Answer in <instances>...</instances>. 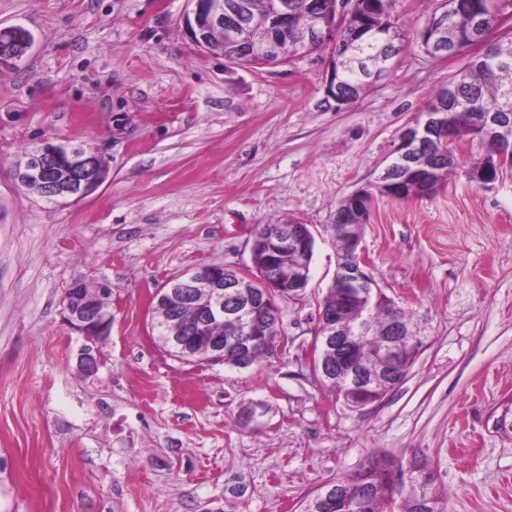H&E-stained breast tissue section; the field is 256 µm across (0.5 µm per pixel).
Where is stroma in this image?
Instances as JSON below:
<instances>
[{
  "label": "stroma",
  "mask_w": 512,
  "mask_h": 512,
  "mask_svg": "<svg viewBox=\"0 0 512 512\" xmlns=\"http://www.w3.org/2000/svg\"><path fill=\"white\" fill-rule=\"evenodd\" d=\"M441 0H397L390 76L323 103L322 53L229 65L184 33L186 0H0L35 43L0 64V512H303L377 452L425 456L445 512H512V177L483 188L477 144L427 197L376 196L360 244L425 347L375 406L348 407L304 359L336 272L338 203L373 184L405 127L468 62L428 55ZM99 148L92 195H24L17 154L45 139ZM308 224L310 280L279 300L286 348L242 368L163 349L152 296L187 269H250L257 225ZM112 285L104 363L76 369L75 279Z\"/></svg>",
  "instance_id": "stroma-1"
}]
</instances>
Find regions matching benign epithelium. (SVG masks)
<instances>
[{"label": "benign epithelium", "instance_id": "7a95c632", "mask_svg": "<svg viewBox=\"0 0 512 512\" xmlns=\"http://www.w3.org/2000/svg\"><path fill=\"white\" fill-rule=\"evenodd\" d=\"M187 2L191 6L184 21L187 37L206 53L217 52L214 35L226 37V43L235 47L232 53L224 55V59L231 64H238L247 57L275 56L278 51L277 33L288 29L298 13V5L291 0H275L271 15L266 18L251 16L247 0ZM453 11V2L445 0L438 14L442 25L425 45L428 54L445 58L459 53L458 42L448 39L449 18ZM336 35V22H327L315 11H310L306 43L316 40L333 43ZM33 43L34 37L26 28L16 25L1 27L0 64L22 60ZM443 120L444 113L430 112L423 124L416 123L401 134L395 149L400 161L401 178H392L387 182L386 196L399 199L410 185L416 190L421 186L429 191L434 189L427 171L416 164L415 154L419 153L428 134L439 136L444 145L460 142V138L444 129ZM108 168V159L101 151L55 140L43 141L36 150L13 162L17 182L33 185L37 195L51 202L87 197L101 186ZM375 192L374 188L354 192L356 200L351 209L343 211L340 222L331 224V229L338 231L348 243L346 252L336 253V274L332 287L345 292L350 300L358 302L365 309L373 302L386 299L367 273L359 251L361 232L369 221ZM266 238L268 250L265 253L258 242H252V267H263L269 264L271 254L286 250L295 256V263L288 270V279L275 282L265 278L255 280L245 272L237 274L235 279L226 278L224 268L202 265L170 280L169 287L176 289L178 295L187 300L195 298L196 288L202 282L212 289L211 296L199 305L200 328L193 336H176L178 344L187 347L203 340L213 351L210 361L222 362L223 337L208 335V326L212 321L218 319L226 323L228 330L238 336H254L280 327L279 309L272 308V317L265 320L256 299L261 297L267 300L273 295L295 298L303 293L310 279L314 239L308 225L298 221L284 230L268 231ZM110 305V299L91 304L83 301L77 310L64 305L65 319L85 339L77 360V369L83 375L95 374L103 362L98 343L111 330L112 316L106 313V307ZM318 323V336L313 338L304 357L311 364L314 374L357 392L367 390V396L360 397L357 407L381 403L406 380L408 372L405 369L384 377L367 376L362 364L349 356L350 350L359 343L362 332L351 330L335 310L321 308ZM378 356L396 366L399 359L405 356L411 360L417 358L418 352L404 334L402 325L394 323L387 330V338L378 350Z\"/></svg>", "mask_w": 512, "mask_h": 512}]
</instances>
